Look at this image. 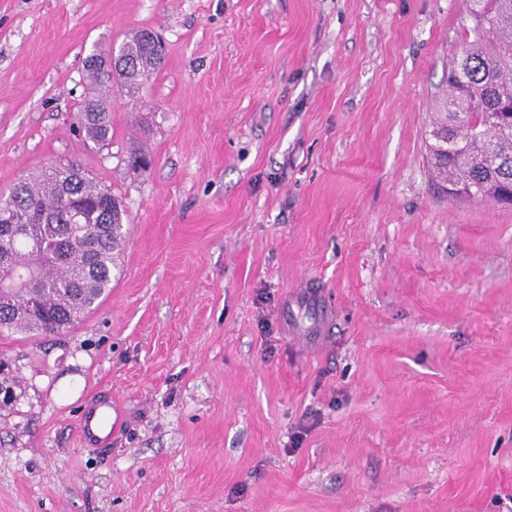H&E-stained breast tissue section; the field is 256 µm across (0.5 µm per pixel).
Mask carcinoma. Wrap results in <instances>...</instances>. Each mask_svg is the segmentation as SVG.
I'll return each mask as SVG.
<instances>
[{
	"label": "carcinoma",
	"mask_w": 512,
	"mask_h": 512,
	"mask_svg": "<svg viewBox=\"0 0 512 512\" xmlns=\"http://www.w3.org/2000/svg\"><path fill=\"white\" fill-rule=\"evenodd\" d=\"M471 27L448 73V94L437 107L430 152L442 184L471 189L469 198L498 202L512 193V0H468ZM162 51L148 31L121 47L109 75L91 65L86 77L99 103L110 82L137 89L161 65ZM84 141L103 147L112 140L110 116H88L82 106ZM16 209V236L0 243L9 269L27 277L15 291L0 292V334L50 336L69 329L99 306L112 288V255L123 239L122 209L75 161L57 163L14 185L0 208ZM38 301L41 315L24 307Z\"/></svg>",
	"instance_id": "1"
}]
</instances>
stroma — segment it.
<instances>
[{"mask_svg":"<svg viewBox=\"0 0 512 512\" xmlns=\"http://www.w3.org/2000/svg\"><path fill=\"white\" fill-rule=\"evenodd\" d=\"M466 0H0V196L78 161L128 214L112 290L0 335V512H512V206L432 181ZM148 29L112 140L84 60ZM151 163L136 169L131 159ZM334 318L285 329L300 289ZM124 410L111 449L77 421ZM87 101L80 109L81 112V125L84 134V141L90 145L92 143L95 147H104L112 140V123L109 114L104 119L91 118L88 116Z\"/></svg>","mask_w":512,"mask_h":512,"instance_id":"obj_1","label":"stroma"}]
</instances>
